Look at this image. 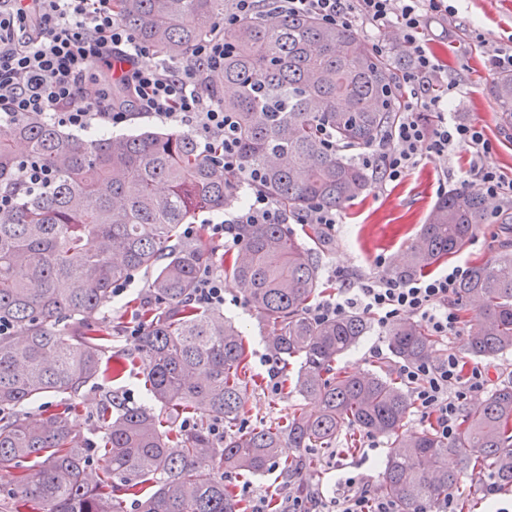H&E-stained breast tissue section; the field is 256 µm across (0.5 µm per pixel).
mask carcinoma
<instances>
[{
	"mask_svg": "<svg viewBox=\"0 0 512 512\" xmlns=\"http://www.w3.org/2000/svg\"><path fill=\"white\" fill-rule=\"evenodd\" d=\"M125 26L167 59L187 57L234 0H118ZM224 111L240 120L241 155L264 175L263 189L293 212L338 208L370 188L367 169L346 151L391 129L401 95V68L372 51L353 28H330L307 16L244 20L224 32ZM498 112L512 123V72L494 84ZM340 148L324 147L320 130ZM52 173L49 188L18 186L23 159ZM15 205L0 211V465L20 463L0 495L16 512H124L125 495L150 491L139 512H244L224 473L262 474L274 461L298 476L311 469L309 448H327L345 428L390 441L381 492L403 512H429L459 482L448 458L463 465L479 491L512 488V380L500 383L463 415L456 437L429 428L405 431L410 399L377 370L336 373V359L355 346L369 321L354 312L316 323L308 303L321 288L323 230L309 225L306 247L284 224H240L241 246L224 262L258 317L271 324L270 353L298 362L294 389L314 404L280 427L234 430L245 408L247 353L242 334L217 309L186 301L206 253L180 238L201 211L233 199L232 178L200 155L189 133L145 130L87 139L38 117L0 127V192ZM476 190L450 191L431 208L392 274L409 278L447 262L485 223ZM136 271L151 275L142 302L145 330L138 353L111 354L97 319L112 284ZM460 305L476 312L465 347L492 359L512 350V251L472 264L458 286ZM394 362L428 358L433 341L420 324H394ZM143 368L152 405L129 407L105 397L102 436L90 448L73 424L74 406L31 423L8 412L46 393L75 395L98 379L119 380ZM200 416L189 429L182 421ZM224 422L217 441L206 421Z\"/></svg>",
	"mask_w": 512,
	"mask_h": 512,
	"instance_id": "carcinoma-1",
	"label": "carcinoma"
}]
</instances>
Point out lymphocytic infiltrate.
<instances>
[{"label": "lymphocytic infiltrate", "instance_id": "obj_1", "mask_svg": "<svg viewBox=\"0 0 512 512\" xmlns=\"http://www.w3.org/2000/svg\"><path fill=\"white\" fill-rule=\"evenodd\" d=\"M284 13L310 15L330 27L397 29L400 42L411 52L398 85L410 94L399 99L391 132L360 153V160L384 186L401 181L427 157L467 152L469 167L462 186L476 188L493 203L494 214H501L502 202L512 198V179L486 164L491 142L481 125L457 116L465 91L458 80L448 77L423 40L431 23L451 17L445 0H235L222 30L202 39L190 57L150 67L142 63L149 48L119 22L115 0H0V126L22 116H38L79 131L119 128L137 118L187 129L201 155L215 160L236 184L250 190L228 218L207 224L211 240L228 251L240 246L236 231L240 224L334 227L341 221L337 210L313 206L304 212L290 211L263 190L259 171L244 169L238 118L224 110L213 92V78L224 68V30L243 19ZM116 68L127 93L119 102L100 85L102 74ZM90 83L97 84L98 91L89 100L84 89ZM423 112L435 113L436 124L421 122ZM465 274V267L457 265L408 279L368 275L328 294L307 313L315 321L328 322L358 310L381 328L416 317L432 336L443 340L460 331L456 296ZM188 299L200 308L223 307V273L212 264H202ZM398 375L414 408L445 440L457 434L468 394L483 389L487 381L482 365L468 362L454 350L436 361L404 363ZM283 512L401 510L397 502L365 483L349 486L329 501L301 485L289 488Z\"/></svg>", "mask_w": 512, "mask_h": 512}]
</instances>
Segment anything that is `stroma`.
<instances>
[{
  "label": "stroma",
  "instance_id": "stroma-1",
  "mask_svg": "<svg viewBox=\"0 0 512 512\" xmlns=\"http://www.w3.org/2000/svg\"><path fill=\"white\" fill-rule=\"evenodd\" d=\"M448 4L455 13L456 25L447 34L440 26H433L430 32L433 49L446 65L449 76L461 80L467 88L462 101L464 118L479 122L494 145L486 158L487 164L512 177V128H505L499 118L492 95L497 73L490 69L483 49L487 43L504 45L512 40V0H448ZM467 167V155L463 152L448 161L427 160L411 170L399 184L384 189L371 184L365 197L343 206L341 224L329 232L332 244L320 255L324 288L331 292L342 287L346 278L375 272V263L380 257L386 260L385 270H392L424 224L441 190L457 189ZM511 245L512 223L492 220L482 225L452 262L467 266L489 259ZM148 284L146 274H136L127 294L111 299L100 316V327L112 334L113 351L124 353L139 347V337L120 335L118 328L123 317L134 311L136 301L148 295ZM224 298L225 317L231 318L244 335L249 372L253 377L247 386L240 427L246 430L285 424L293 408L302 404L303 399L292 385H284L280 393L274 394L262 383L267 376L265 361L269 356L265 338L271 328L252 311L232 281L224 283ZM375 347L387 349L388 336L386 330L374 325L358 345L337 359V370L378 369L381 362L371 355ZM110 391L119 392L126 405L146 404L141 366H129L121 380L99 381L85 387L75 399L77 411L73 420L89 444L99 440L96 414L104 395ZM360 444V450L350 451L349 434L341 432L331 447L317 450L318 460L313 469L303 474V482L328 498L335 497L351 479L378 486L389 443L385 437L378 436L372 440L361 439ZM224 481L241 490L250 505L258 503L268 491L288 487V479L277 463L265 474L229 473Z\"/></svg>",
  "mask_w": 512,
  "mask_h": 512
}]
</instances>
